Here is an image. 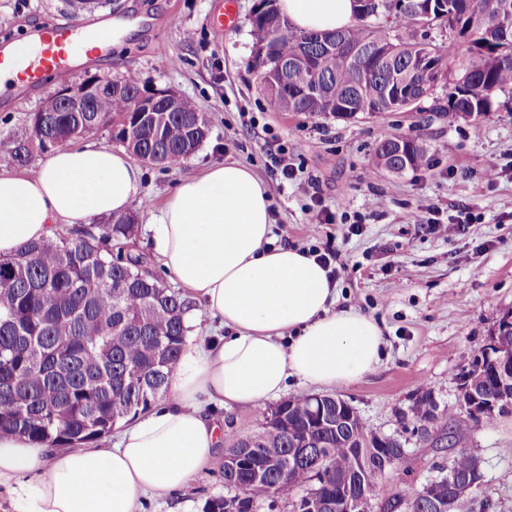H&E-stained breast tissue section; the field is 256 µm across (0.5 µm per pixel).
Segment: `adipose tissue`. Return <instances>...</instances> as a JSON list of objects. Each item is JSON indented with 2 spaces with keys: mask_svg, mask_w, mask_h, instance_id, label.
Wrapping results in <instances>:
<instances>
[{
  "mask_svg": "<svg viewBox=\"0 0 512 512\" xmlns=\"http://www.w3.org/2000/svg\"><path fill=\"white\" fill-rule=\"evenodd\" d=\"M298 31L352 25L353 0H279ZM142 171L124 150L64 148L36 169L0 173V255L127 212ZM144 231L213 336L187 337L162 403L109 446L52 449L0 434V486L9 512H136L147 494L182 489L222 442L213 411L280 397L288 377L336 387L372 373L383 335L373 318L336 309L337 284L307 251L273 242L269 199L252 171L215 162L181 180Z\"/></svg>",
  "mask_w": 512,
  "mask_h": 512,
  "instance_id": "ef3b65f1",
  "label": "adipose tissue"
}]
</instances>
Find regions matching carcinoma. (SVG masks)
I'll list each match as a JSON object with an SVG mask.
<instances>
[{
  "label": "carcinoma",
  "mask_w": 512,
  "mask_h": 512,
  "mask_svg": "<svg viewBox=\"0 0 512 512\" xmlns=\"http://www.w3.org/2000/svg\"><path fill=\"white\" fill-rule=\"evenodd\" d=\"M421 0H396L395 34L379 21L355 16L334 32L297 31L276 0L251 19L257 73L273 112H308L338 119L399 112L405 93L446 92L448 107L432 111L465 121L493 111L501 94L512 96V0H433L431 25L467 43L448 67V39L419 31ZM111 89L90 108L112 116L113 142L148 165L176 169L207 137L204 113L180 97L154 124L134 112L148 90L140 77L107 79ZM100 130L86 112H35L28 136L0 144L20 167L33 162L29 144L47 135L62 147ZM376 166L402 174L428 167L430 149L416 137L394 136L375 150ZM138 233L132 210L82 228H60L47 241L30 242L0 256V431L25 435L50 448L77 450L112 433L120 421L147 411L166 391L189 332L184 299L148 268L143 253H129ZM478 402L456 404L489 424L509 412L487 406L512 395L484 355L467 371ZM437 404L431 392L412 407L417 432L429 431ZM263 422L227 448L224 488L234 495L209 501L206 512H260L269 499L293 490L336 502V480L357 476L356 448L375 447L356 408L341 409L330 395L296 396L262 412ZM471 431L451 432L458 449L452 471L466 474ZM245 457L248 465L236 462ZM365 475L382 501L407 500L428 512L418 493L378 483L382 465Z\"/></svg>",
  "instance_id": "1"
}]
</instances>
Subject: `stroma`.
I'll use <instances>...</instances> for the list:
<instances>
[{
  "mask_svg": "<svg viewBox=\"0 0 512 512\" xmlns=\"http://www.w3.org/2000/svg\"><path fill=\"white\" fill-rule=\"evenodd\" d=\"M220 2L105 0L91 15L71 0H0V39H22L54 21L88 27L105 14L138 20L135 32L73 66L70 82L134 73L148 87L177 91L209 120L206 140L180 168L143 165L132 204L140 221L158 211L181 179L211 162L247 166L269 196L275 244L331 245L337 308H355L383 330L378 368L329 393L353 405L374 432L405 440L407 453L384 482L420 489L455 454L446 432L467 428V450L481 458L484 472L470 496L471 512H512V413L476 424L467 413L447 412L460 375L485 348L499 316L512 310V171L492 184L484 179L490 166L512 161V98L500 96L492 112L469 121L436 116L428 99L377 119L273 112L249 65L257 42L249 16L259 0H235L236 25L223 32L209 22ZM60 86L50 79L37 92L0 96V141L25 134L31 114ZM394 135L431 145L429 167L399 176L378 168L375 149ZM281 145L300 148L302 179L286 182L272 172L269 156ZM311 177L336 215L313 235ZM422 196L441 217L469 208L481 221L459 234L429 231L415 210ZM427 390L440 413L423 439L413 433L410 409ZM223 461L216 454L180 491L146 499L144 512H205L224 492Z\"/></svg>",
  "mask_w": 512,
  "mask_h": 512,
  "instance_id": "stroma-1",
  "label": "stroma"
}]
</instances>
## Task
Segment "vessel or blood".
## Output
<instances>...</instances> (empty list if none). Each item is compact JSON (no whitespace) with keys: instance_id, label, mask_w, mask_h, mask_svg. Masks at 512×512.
Wrapping results in <instances>:
<instances>
[{"instance_id":"vessel-or-blood-1","label":"vessel or blood","mask_w":512,"mask_h":512,"mask_svg":"<svg viewBox=\"0 0 512 512\" xmlns=\"http://www.w3.org/2000/svg\"><path fill=\"white\" fill-rule=\"evenodd\" d=\"M105 29H87L69 23H58L37 32L35 42L38 50L30 57L20 56L10 43H0V67L15 66L28 87L40 86L54 74L64 75L69 71L71 59L78 54H91L105 41Z\"/></svg>"}]
</instances>
